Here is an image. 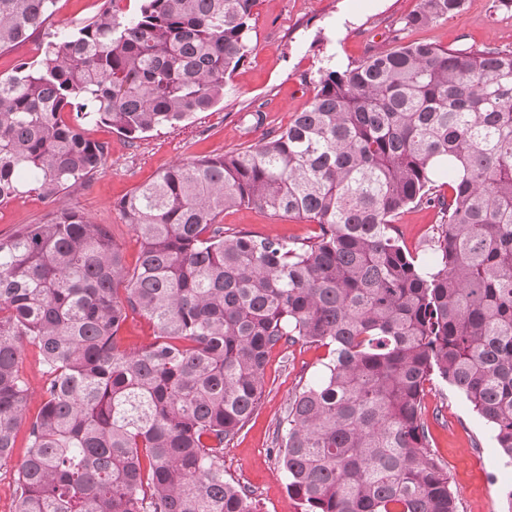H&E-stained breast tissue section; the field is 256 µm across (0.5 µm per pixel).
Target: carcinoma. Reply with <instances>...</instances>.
I'll list each match as a JSON object with an SVG mask.
<instances>
[{"label":"carcinoma","mask_w":512,"mask_h":512,"mask_svg":"<svg viewBox=\"0 0 512 512\" xmlns=\"http://www.w3.org/2000/svg\"><path fill=\"white\" fill-rule=\"evenodd\" d=\"M119 2L0 74V203H53L0 237V466L30 400L24 344L47 374L14 512H256L224 479V444L269 352L299 341L331 348L281 424L303 512H458L421 401L434 377L453 386L512 463V50L414 41L319 70L288 126L116 203L140 243L130 268L106 225L56 204L103 169L108 145L82 126L135 140L211 110L253 51L256 0ZM55 5L0 0V52ZM465 6L420 0L404 27ZM423 205L440 223L421 259L396 221ZM242 207L318 232L224 234L218 217ZM136 315L156 332L129 348Z\"/></svg>","instance_id":"cac0c4a2"}]
</instances>
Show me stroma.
I'll return each mask as SVG.
<instances>
[{
  "instance_id": "1",
  "label": "stroma",
  "mask_w": 512,
  "mask_h": 512,
  "mask_svg": "<svg viewBox=\"0 0 512 512\" xmlns=\"http://www.w3.org/2000/svg\"><path fill=\"white\" fill-rule=\"evenodd\" d=\"M103 0H58L55 14L28 40L0 53V73L36 56L48 34L92 18ZM419 0H257L251 30L253 51L228 79L223 101L206 112L129 140L112 127L89 124L87 138L109 147L102 172L85 187L65 195L63 203L108 225L135 265L140 245L115 209L120 199L153 180L175 162L236 150L256 143L264 129L287 126L314 96L319 69L354 65L396 42L428 41L438 46L494 44L512 48V13L493 8V0H467L465 9L420 30L403 27ZM263 109L264 129L247 131L248 112ZM47 208L38 193L0 204V236L40 220ZM226 234L250 232L269 237H304L314 225L278 219L269 212L230 209L219 217ZM437 222L434 209L412 208L397 221L411 253H424V240ZM329 358L326 347L301 342L272 350L259 404L243 429L224 447V478L252 491L259 512H302L291 496L277 452V429L298 390L314 381ZM423 417L430 450L457 492L459 512H512L504 491L512 486V468L493 439L490 425L466 398L440 379L425 386Z\"/></svg>"
}]
</instances>
